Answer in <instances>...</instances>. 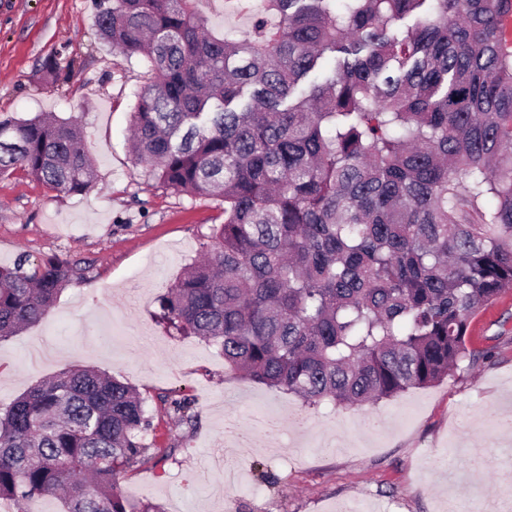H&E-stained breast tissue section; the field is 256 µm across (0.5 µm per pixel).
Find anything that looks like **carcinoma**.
Wrapping results in <instances>:
<instances>
[{
  "mask_svg": "<svg viewBox=\"0 0 512 512\" xmlns=\"http://www.w3.org/2000/svg\"><path fill=\"white\" fill-rule=\"evenodd\" d=\"M195 2L96 3L100 35L150 65L136 159L224 200L160 319L308 404L374 403L489 362L497 345L466 335L512 292V0H258L246 40L207 30ZM328 52L331 74L297 92ZM17 167L87 193L78 118L0 119V175ZM72 275L58 259L1 266L0 339ZM150 426L136 390L94 368L34 385L0 410V501L159 512L119 486L152 459Z\"/></svg>",
  "mask_w": 512,
  "mask_h": 512,
  "instance_id": "cac0c4a2",
  "label": "carcinoma"
}]
</instances>
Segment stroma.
<instances>
[{
	"label": "stroma",
	"mask_w": 512,
	"mask_h": 512,
	"mask_svg": "<svg viewBox=\"0 0 512 512\" xmlns=\"http://www.w3.org/2000/svg\"><path fill=\"white\" fill-rule=\"evenodd\" d=\"M195 7L209 30L248 36V5ZM94 13L93 0H0V119L79 117L95 168L82 195L19 169L0 176V266L26 255L75 269L46 317L0 340V407L74 366L130 384L151 422L145 444L173 454L120 485L162 512H512V293L467 333L477 346L498 337L492 362L363 407L307 404L171 335L156 299L202 257L224 202L166 189L134 160L148 64L100 40ZM48 58L67 70L45 76ZM183 396L190 426L172 404Z\"/></svg>",
	"instance_id": "1"
}]
</instances>
